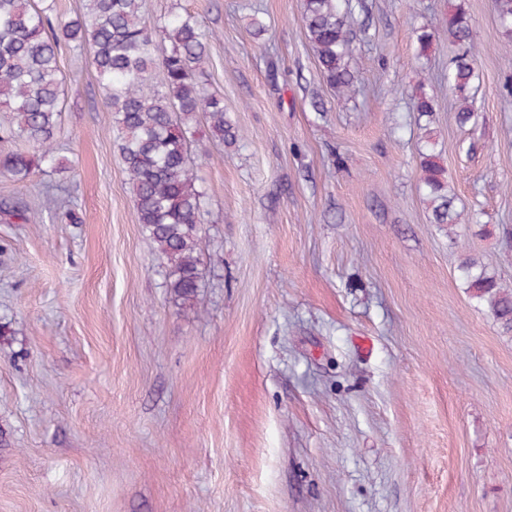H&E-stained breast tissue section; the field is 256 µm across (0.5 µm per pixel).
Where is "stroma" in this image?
<instances>
[{
  "mask_svg": "<svg viewBox=\"0 0 512 512\" xmlns=\"http://www.w3.org/2000/svg\"><path fill=\"white\" fill-rule=\"evenodd\" d=\"M465 3L480 80L463 128L448 0H362L345 97L303 0H143L209 32L242 134L194 127V314L145 242L90 56L63 51L56 153L75 173H0V200L34 212L0 222V512H512V335L458 271L471 254L512 286V43L493 0ZM419 86L457 206L479 216L452 238L420 190Z\"/></svg>",
  "mask_w": 512,
  "mask_h": 512,
  "instance_id": "obj_1",
  "label": "stroma"
}]
</instances>
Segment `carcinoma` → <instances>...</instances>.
<instances>
[{
  "instance_id": "cac0c4a2",
  "label": "carcinoma",
  "mask_w": 512,
  "mask_h": 512,
  "mask_svg": "<svg viewBox=\"0 0 512 512\" xmlns=\"http://www.w3.org/2000/svg\"><path fill=\"white\" fill-rule=\"evenodd\" d=\"M44 0H0V112L10 114L0 135L19 138L27 151L0 155V171L25 179L45 166L68 170L56 155L63 103L61 48L88 49L99 83L114 112L118 149L128 176L137 221L151 250L167 263V288L185 310H193L200 273L199 232L206 193L189 162L192 122L200 114L210 134L229 145L239 130L224 112V97L203 79L211 35L190 14L169 13L160 25L145 17L143 0H84L82 15L53 18ZM504 34L512 38V0H493ZM302 24L326 82L338 94L356 80L353 0H304ZM160 34L161 39L154 38ZM445 33L456 47L448 63V94L457 103L456 122L475 117L477 34L465 0H450ZM418 117L433 100L413 97ZM421 187L433 223L464 224L448 189V172L434 153H420ZM0 218L31 221L26 205L3 200ZM471 297L484 305L504 334H512V289L468 255L459 265Z\"/></svg>"
}]
</instances>
